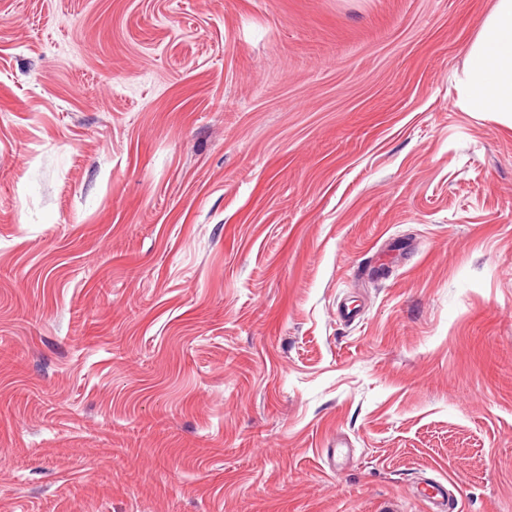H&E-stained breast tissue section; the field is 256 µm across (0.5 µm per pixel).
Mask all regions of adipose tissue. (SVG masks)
<instances>
[{"mask_svg":"<svg viewBox=\"0 0 512 512\" xmlns=\"http://www.w3.org/2000/svg\"><path fill=\"white\" fill-rule=\"evenodd\" d=\"M460 103L512 115V0H497L482 24L460 81Z\"/></svg>","mask_w":512,"mask_h":512,"instance_id":"obj_1","label":"adipose tissue"}]
</instances>
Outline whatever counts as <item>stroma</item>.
I'll use <instances>...</instances> for the list:
<instances>
[{
	"instance_id": "obj_1",
	"label": "stroma",
	"mask_w": 512,
	"mask_h": 512,
	"mask_svg": "<svg viewBox=\"0 0 512 512\" xmlns=\"http://www.w3.org/2000/svg\"><path fill=\"white\" fill-rule=\"evenodd\" d=\"M496 3L0 0V512H512ZM460 103L512 116V0H497L482 24L460 81Z\"/></svg>"
}]
</instances>
